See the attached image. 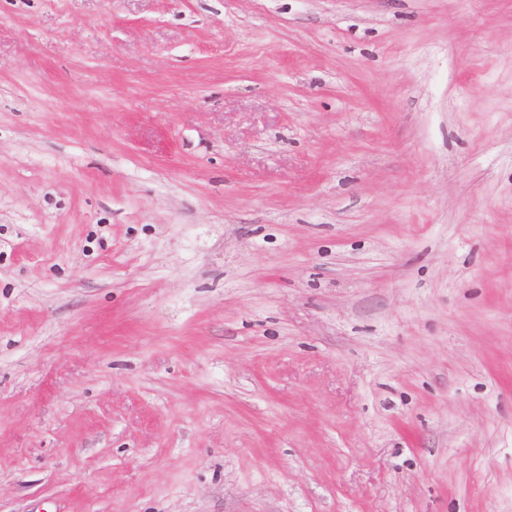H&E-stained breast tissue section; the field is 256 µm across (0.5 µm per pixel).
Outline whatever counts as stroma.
Returning a JSON list of instances; mask_svg holds the SVG:
<instances>
[{"instance_id":"35a3bbf8","label":"stroma","mask_w":512,"mask_h":512,"mask_svg":"<svg viewBox=\"0 0 512 512\" xmlns=\"http://www.w3.org/2000/svg\"><path fill=\"white\" fill-rule=\"evenodd\" d=\"M0 512H512V0H0Z\"/></svg>"}]
</instances>
